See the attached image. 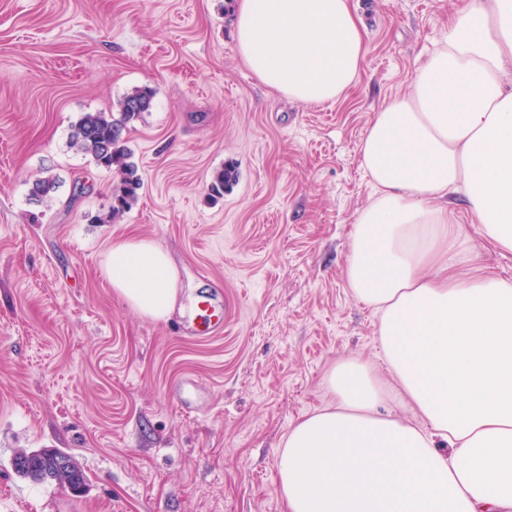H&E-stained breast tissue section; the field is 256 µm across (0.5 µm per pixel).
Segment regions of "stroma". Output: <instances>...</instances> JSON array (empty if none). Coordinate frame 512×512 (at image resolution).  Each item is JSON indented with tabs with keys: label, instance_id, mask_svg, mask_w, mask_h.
Listing matches in <instances>:
<instances>
[{
	"label": "stroma",
	"instance_id": "35a3bbf8",
	"mask_svg": "<svg viewBox=\"0 0 512 512\" xmlns=\"http://www.w3.org/2000/svg\"><path fill=\"white\" fill-rule=\"evenodd\" d=\"M467 0H353L366 56L343 99L289 101L240 57L237 0H0V512H288L282 437L334 400L341 359L381 364L375 317L344 263L373 197L360 145L380 108L448 34ZM152 107L123 138L142 178L118 223L111 172L70 145L84 112H118L132 89ZM235 182L214 198V171ZM56 178L52 201L31 200ZM512 280V252L485 248ZM143 237L178 272L171 319L131 309L101 276L112 244ZM221 290L224 336L174 321ZM200 387L178 407L172 388ZM58 448L88 478L81 495L17 477L21 449Z\"/></svg>",
	"mask_w": 512,
	"mask_h": 512
}]
</instances>
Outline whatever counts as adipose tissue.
I'll list each match as a JSON object with an SVG mask.
<instances>
[{"label":"adipose tissue","mask_w":512,"mask_h":512,"mask_svg":"<svg viewBox=\"0 0 512 512\" xmlns=\"http://www.w3.org/2000/svg\"><path fill=\"white\" fill-rule=\"evenodd\" d=\"M234 32L260 81L307 105L341 99L366 56L351 0H239ZM511 61L512 0H469L368 127L375 193L345 275L376 316L383 366L337 362L334 403L283 439L288 512H512V281L476 267L450 205L464 194L484 243L512 251ZM102 276L144 316L176 306V268L153 241L113 244ZM390 401L412 420L384 412Z\"/></svg>","instance_id":"obj_1"}]
</instances>
